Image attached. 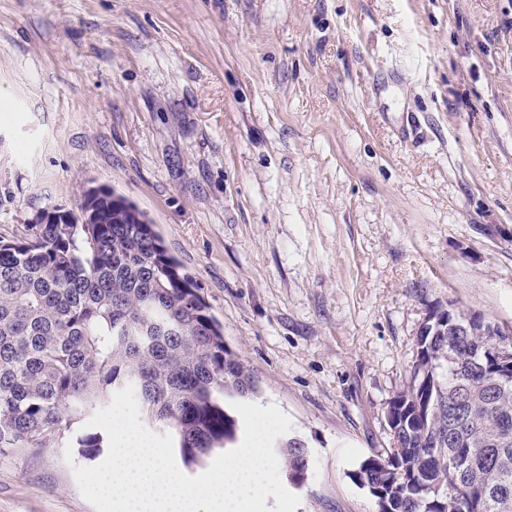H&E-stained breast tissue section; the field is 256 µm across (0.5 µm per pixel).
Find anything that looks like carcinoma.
<instances>
[{
	"label": "carcinoma",
	"instance_id": "carcinoma-1",
	"mask_svg": "<svg viewBox=\"0 0 512 512\" xmlns=\"http://www.w3.org/2000/svg\"><path fill=\"white\" fill-rule=\"evenodd\" d=\"M81 218L0 238V448L58 443L132 384L141 420L173 436L186 464L238 439L227 401L257 391L224 345L223 325L154 225L106 187ZM414 384L390 402L393 446L354 473L377 512H512V376L492 340L419 338ZM85 429L78 443L102 447ZM282 470L304 485L305 443L277 445Z\"/></svg>",
	"mask_w": 512,
	"mask_h": 512
}]
</instances>
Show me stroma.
Segmentation results:
<instances>
[{
	"label": "stroma",
	"mask_w": 512,
	"mask_h": 512,
	"mask_svg": "<svg viewBox=\"0 0 512 512\" xmlns=\"http://www.w3.org/2000/svg\"><path fill=\"white\" fill-rule=\"evenodd\" d=\"M124 195L314 467L296 512H376L430 308L512 342V0H0V236ZM59 445L0 512H95Z\"/></svg>",
	"instance_id": "stroma-1"
}]
</instances>
